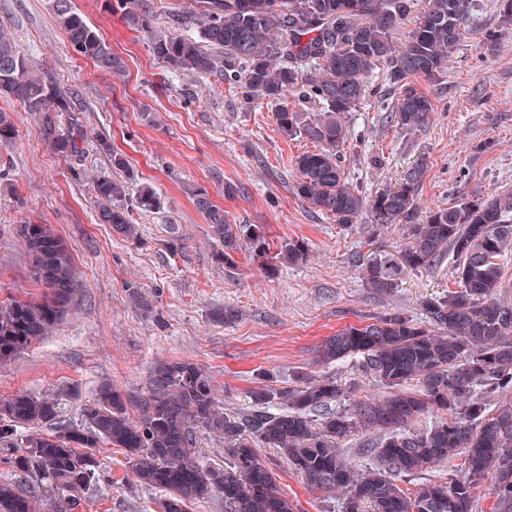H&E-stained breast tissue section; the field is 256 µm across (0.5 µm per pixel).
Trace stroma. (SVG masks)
Here are the masks:
<instances>
[{
    "instance_id": "1",
    "label": "stroma",
    "mask_w": 512,
    "mask_h": 512,
    "mask_svg": "<svg viewBox=\"0 0 512 512\" xmlns=\"http://www.w3.org/2000/svg\"><path fill=\"white\" fill-rule=\"evenodd\" d=\"M73 4L123 58V77L74 53L53 19V0H0V24L36 72L66 94L84 135L81 156H60L44 143L34 113L0 97V110L11 112L17 126L12 145L0 147V301L41 293L17 236L21 224L51 225L70 247L80 281L63 323L0 363V401L20 392L55 393L63 419L76 424L101 382L125 395L145 393L160 358L205 368L231 415L250 405L258 383L287 387L301 375L333 378L359 396H386L353 363H320L315 349L325 337L392 309L420 319L423 300L453 288L452 261L402 276L387 292L369 288L357 261L396 252L405 242L401 225L376 224L366 214L343 227L298 198L292 160L313 144L279 135L276 105L245 98L239 86L215 77L171 72L117 0ZM490 30L499 35L492 53L485 44ZM367 84L340 146L346 181L366 197L398 183L419 160L421 209L512 192V28L500 26L498 0H476L441 81L418 79L435 104L421 131L405 134L386 124L396 97L383 70ZM103 138L124 156L126 170L112 167L98 146ZM104 174L131 176L130 195L145 187L156 192L154 211L129 207L138 239L97 222L92 178ZM198 189L231 223L263 227L272 252L298 241L307 258L280 263L271 277L244 254L235 268L224 267L193 204ZM131 286L151 311L133 307ZM224 307L238 310L234 324L213 320ZM258 454L294 512H342L341 495L308 486L274 449ZM97 461L107 481L83 496L76 512H158L164 491L139 485L123 450L99 449Z\"/></svg>"
}]
</instances>
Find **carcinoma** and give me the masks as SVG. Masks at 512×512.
Listing matches in <instances>:
<instances>
[{
	"instance_id": "obj_1",
	"label": "carcinoma",
	"mask_w": 512,
	"mask_h": 512,
	"mask_svg": "<svg viewBox=\"0 0 512 512\" xmlns=\"http://www.w3.org/2000/svg\"><path fill=\"white\" fill-rule=\"evenodd\" d=\"M53 9L78 56L123 75V60L72 0H54ZM473 10L474 0H423L421 7L415 0H197L194 8L172 14L163 29L155 26L149 5L129 12L153 56L175 73L216 76L270 104L293 93L298 102L323 108L312 117L286 106L276 112L281 136L315 143L314 151L293 160L296 196L342 226L368 208L379 224L407 225L408 242L399 254L361 268L371 288L390 290L399 276L429 270L450 254L458 289L422 301L424 325L393 310L324 340L319 360H350L392 389L346 409L333 408L344 396L337 382L302 377L292 387L250 390L251 408L227 415L210 375L183 361L158 362L144 395L125 396L101 384L77 426L61 419L53 396L17 394L0 403V456L24 474L29 489L21 493L15 482L1 480L0 512H75L81 495L103 481L94 450L105 445L125 449L137 482L166 492L159 512H188L208 499L224 501V512H294L257 444L278 449L311 485L340 492L344 512H473L476 491L488 478L497 512H512V407L494 404L512 388V302L501 296L504 262L512 252V193L421 211L417 165L369 201L345 182L338 151L345 115L365 99L366 78L379 68L399 91L387 122L402 132L426 127L435 106L412 78L435 80L445 73ZM411 16L414 27L399 45L396 31ZM0 95L39 115L53 152H82L83 137L62 129L63 113L72 111L66 95L34 72L3 25ZM15 135L11 113L0 111V146ZM93 189L97 223L136 237L128 183L96 176ZM193 204L221 243L224 266L236 267L238 252L246 249L274 274L262 227L231 223L204 190L194 192ZM17 234L42 294L0 301V362L53 330L79 288L72 254L49 225L20 224ZM305 254L295 242L275 259L297 261ZM413 380L418 389L401 390ZM40 423L51 433L18 435V427ZM204 432L224 437V464L200 460L197 438ZM360 433L371 459L364 469L353 467L342 448ZM459 453L465 454L464 472L447 482H425L411 497L396 484ZM46 487L54 498L45 497Z\"/></svg>"
}]
</instances>
